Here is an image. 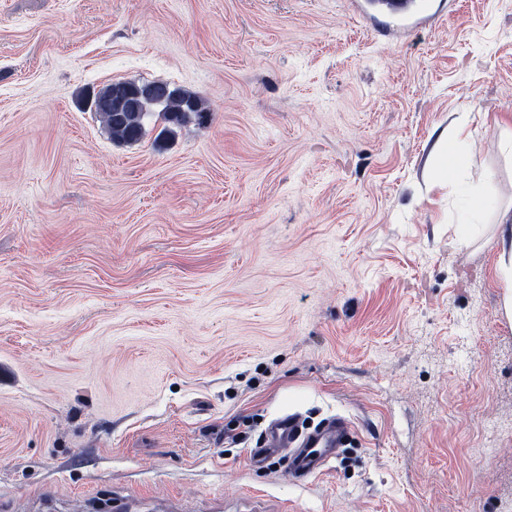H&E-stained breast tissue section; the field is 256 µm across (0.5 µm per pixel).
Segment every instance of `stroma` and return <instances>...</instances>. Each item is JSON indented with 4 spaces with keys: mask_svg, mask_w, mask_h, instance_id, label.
<instances>
[{
    "mask_svg": "<svg viewBox=\"0 0 512 512\" xmlns=\"http://www.w3.org/2000/svg\"><path fill=\"white\" fill-rule=\"evenodd\" d=\"M436 4L0 0V512H512V0ZM115 81L212 119L114 143ZM284 414L350 443L252 468ZM392 5L394 9H388L389 13L394 21L399 22L402 27L408 24L426 25L431 21L432 17L424 13H419L414 17L406 18L407 12L413 8L425 10L427 8V4L425 2L416 4L406 0H399L392 2ZM512 208L499 210L500 254L498 269L504 283L503 306L506 315L512 319Z\"/></svg>",
    "mask_w": 512,
    "mask_h": 512,
    "instance_id": "35a3bbf8",
    "label": "stroma"
}]
</instances>
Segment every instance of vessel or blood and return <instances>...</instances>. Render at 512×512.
I'll use <instances>...</instances> for the list:
<instances>
[{
	"label": "vessel or blood",
	"instance_id": "b4317fda",
	"mask_svg": "<svg viewBox=\"0 0 512 512\" xmlns=\"http://www.w3.org/2000/svg\"><path fill=\"white\" fill-rule=\"evenodd\" d=\"M412 7L411 0H395L390 15L403 26L428 24L429 15L412 14ZM350 434V424L341 418L305 432L294 416L286 414L268 425L261 440L251 449L249 460L253 467L259 468L272 457L287 455L291 476L301 481L323 471Z\"/></svg>",
	"mask_w": 512,
	"mask_h": 512
}]
</instances>
